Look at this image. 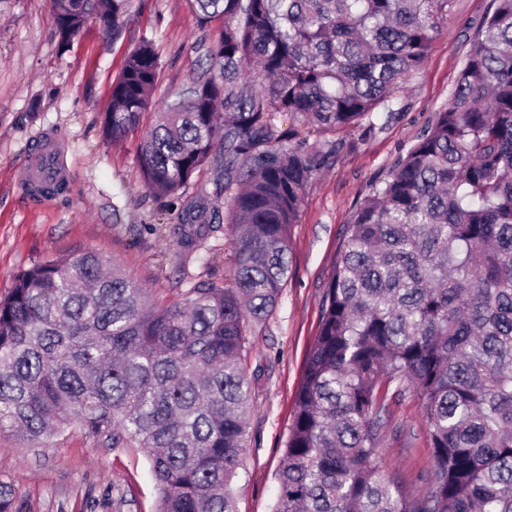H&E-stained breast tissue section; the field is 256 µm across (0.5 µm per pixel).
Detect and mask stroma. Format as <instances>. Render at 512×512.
Segmentation results:
<instances>
[{
	"label": "stroma",
	"mask_w": 512,
	"mask_h": 512,
	"mask_svg": "<svg viewBox=\"0 0 512 512\" xmlns=\"http://www.w3.org/2000/svg\"><path fill=\"white\" fill-rule=\"evenodd\" d=\"M492 0H454L428 58L394 101L384 126L343 132L345 147L307 185L291 227L290 271L273 313L249 329L253 413L248 446L235 483L237 512H271L274 472L293 418L307 353L318 333L321 303L346 224L355 207L445 105L480 18ZM155 39L162 62L157 105L176 98L206 64L217 29L196 23L188 0H129L121 34L95 24L62 50L52 0H11L0 10V297L14 277L48 256L92 249L117 263L163 305L194 283L223 285L230 276L232 235L224 204L212 195L222 170L214 160L180 199L158 198L143 185L136 162L142 130L118 143L105 140L101 120L112 83L142 36ZM55 133L66 188L39 199L23 183L29 156L45 133ZM206 197L219 216L187 248L178 215ZM379 445L391 475L411 497L433 477L429 434L412 393L385 398ZM0 483L11 486L15 512H155L158 490L142 450L112 446L74 425L34 445L0 431Z\"/></svg>",
	"instance_id": "35a3bbf8"
}]
</instances>
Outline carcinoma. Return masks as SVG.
I'll return each mask as SVG.
<instances>
[{"mask_svg": "<svg viewBox=\"0 0 512 512\" xmlns=\"http://www.w3.org/2000/svg\"><path fill=\"white\" fill-rule=\"evenodd\" d=\"M454 0H193L222 22L208 65L137 150L144 186L178 197L214 150L232 274L169 305L93 251L48 258L0 298V430L40 444L78 424L143 450L157 512H236L252 387L250 323L288 279L306 186L337 134L389 121ZM469 40L448 103L354 209L295 395L271 512H512V0ZM68 46L98 9L119 35L128 0H52ZM153 37L125 57L103 131L153 106ZM296 127L280 131L277 118ZM318 139L310 142L309 133ZM190 247L205 200L182 219ZM412 390L435 459L408 498L379 452L377 407Z\"/></svg>", "mask_w": 512, "mask_h": 512, "instance_id": "carcinoma-1", "label": "carcinoma"}]
</instances>
